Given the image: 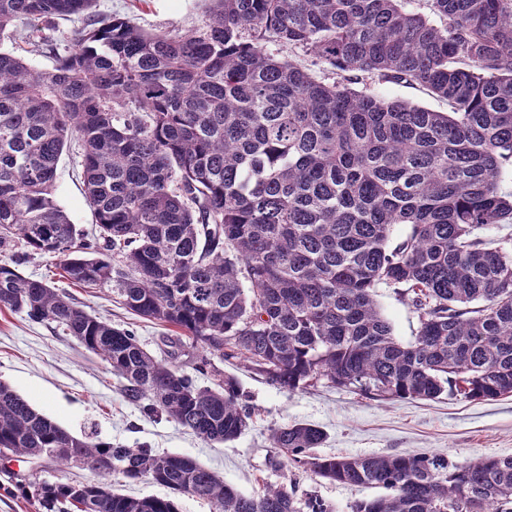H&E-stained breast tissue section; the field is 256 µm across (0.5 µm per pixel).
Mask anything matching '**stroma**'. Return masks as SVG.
I'll return each mask as SVG.
<instances>
[{
  "instance_id": "35a3bbf8",
  "label": "stroma",
  "mask_w": 512,
  "mask_h": 512,
  "mask_svg": "<svg viewBox=\"0 0 512 512\" xmlns=\"http://www.w3.org/2000/svg\"><path fill=\"white\" fill-rule=\"evenodd\" d=\"M205 0H97L95 12L106 20L119 15L147 32H187L204 17ZM77 148L63 152L57 166L55 198L72 222L93 233L95 218L80 179ZM29 277L43 278L70 293L88 313L110 319L114 326L133 330L143 346L162 355L168 327L140 318L118 296L97 288L70 285L59 260L38 255L20 267ZM376 300L402 342L413 341L419 313L403 291L378 289ZM240 387V401L252 413L247 430L236 440L212 444L167 419L153 420L128 403L109 365L88 352L73 337L46 324L29 322L23 314L0 307V380L10 384L36 409L79 436L145 445L158 452L192 457L248 495L269 485L294 486L298 501L314 495L334 512H350L355 502L374 496V489L334 482L315 475L272 446V428L309 423L322 428L325 456L448 454L463 463L478 457L512 456V396L470 401L442 395L434 401L379 400L319 381L288 391L248 368L242 359L220 363ZM60 481L91 479L90 471L43 460L33 464L12 460L0 468V512H43L23 482L31 472Z\"/></svg>"
}]
</instances>
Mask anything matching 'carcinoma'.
<instances>
[{"instance_id": "obj_1", "label": "carcinoma", "mask_w": 512, "mask_h": 512, "mask_svg": "<svg viewBox=\"0 0 512 512\" xmlns=\"http://www.w3.org/2000/svg\"><path fill=\"white\" fill-rule=\"evenodd\" d=\"M96 2L0 0V41L19 24L88 18L50 70L0 49L1 249L54 254L71 284L181 330L202 364L239 356L289 391L324 379L385 400L512 394V234H478L512 226V0H427L426 13L407 0H208L185 34L98 19ZM366 78L417 85L449 111L353 88ZM73 142L92 240L54 197ZM398 224L409 232L395 243ZM383 286L411 295L414 341L378 310ZM0 306L100 356L149 417L214 444L249 426L235 378L194 383L17 260L0 262ZM270 440L323 478L382 490L351 512H512V457L321 456L325 434L306 423ZM6 456L170 491L36 477L46 512H179L180 495L213 512H334L283 485L246 495L182 455L79 437L0 381ZM106 481L111 483L112 487L117 489L118 492L125 495L135 497H164L170 494L167 488L159 486L146 479H142L137 482H129L128 480L124 479L121 475H112L110 477H107Z\"/></svg>"}]
</instances>
